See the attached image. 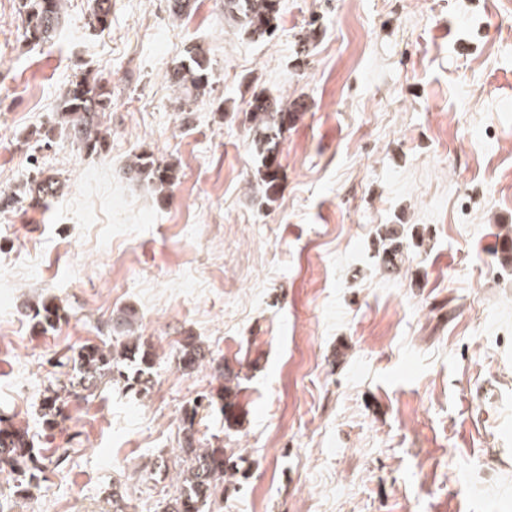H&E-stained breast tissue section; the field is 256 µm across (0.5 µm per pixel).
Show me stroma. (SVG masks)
Listing matches in <instances>:
<instances>
[{"mask_svg": "<svg viewBox=\"0 0 512 512\" xmlns=\"http://www.w3.org/2000/svg\"><path fill=\"white\" fill-rule=\"evenodd\" d=\"M18 2L0 0V189L37 170L63 187L0 221V414L68 457L27 495L1 472L0 512H113L116 494L158 512L183 410L218 386L178 368L188 336L241 373L239 424H195L239 459L213 512H512V266L493 253L512 227V0H281L263 42L224 0L177 21L166 0H112L98 35L68 0L41 47ZM192 44L210 92L181 113L164 74ZM81 68L112 87L98 155L39 137ZM262 89L307 106L271 201L246 117ZM141 152L176 164L170 191L125 177ZM37 298L62 309L45 332ZM126 308L152 388L70 398L46 429L55 359L119 346Z\"/></svg>", "mask_w": 512, "mask_h": 512, "instance_id": "stroma-1", "label": "stroma"}]
</instances>
